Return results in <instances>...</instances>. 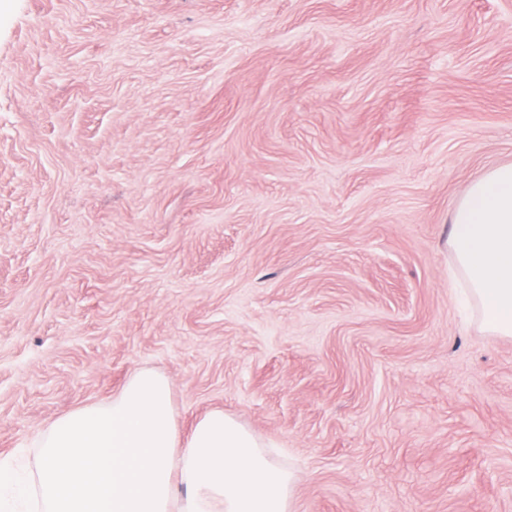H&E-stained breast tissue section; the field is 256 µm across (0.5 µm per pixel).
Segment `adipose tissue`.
<instances>
[{"label": "adipose tissue", "mask_w": 512, "mask_h": 512, "mask_svg": "<svg viewBox=\"0 0 512 512\" xmlns=\"http://www.w3.org/2000/svg\"><path fill=\"white\" fill-rule=\"evenodd\" d=\"M448 247L496 336L512 337V164L472 182L451 216ZM27 480L0 459V512H292L293 474L223 410L180 437L167 380L135 370L105 405L70 411L38 435Z\"/></svg>", "instance_id": "obj_1"}]
</instances>
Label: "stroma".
Segmentation results:
<instances>
[{
    "label": "stroma",
    "instance_id": "stroma-1",
    "mask_svg": "<svg viewBox=\"0 0 512 512\" xmlns=\"http://www.w3.org/2000/svg\"><path fill=\"white\" fill-rule=\"evenodd\" d=\"M512 0H0V456L166 377L293 512H512V337L450 286Z\"/></svg>",
    "mask_w": 512,
    "mask_h": 512
}]
</instances>
